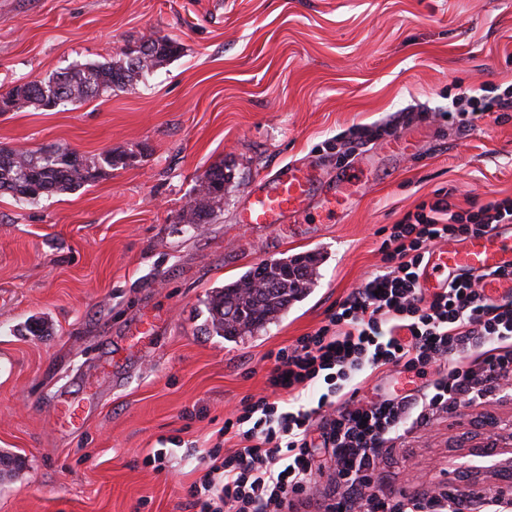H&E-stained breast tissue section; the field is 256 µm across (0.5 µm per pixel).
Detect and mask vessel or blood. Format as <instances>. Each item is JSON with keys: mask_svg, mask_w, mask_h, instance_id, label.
I'll return each mask as SVG.
<instances>
[{"mask_svg": "<svg viewBox=\"0 0 512 512\" xmlns=\"http://www.w3.org/2000/svg\"><path fill=\"white\" fill-rule=\"evenodd\" d=\"M314 189L306 167L290 164L274 174L262 176L247 195L245 221L277 224L301 214ZM512 262V225L499 224L489 233L464 247L433 252L424 270V287H445L449 279L464 272L490 271Z\"/></svg>", "mask_w": 512, "mask_h": 512, "instance_id": "b4317fda", "label": "vessel or blood"}]
</instances>
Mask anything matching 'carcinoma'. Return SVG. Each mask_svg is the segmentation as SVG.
Masks as SVG:
<instances>
[{"mask_svg":"<svg viewBox=\"0 0 512 512\" xmlns=\"http://www.w3.org/2000/svg\"><path fill=\"white\" fill-rule=\"evenodd\" d=\"M145 43L149 51L135 62L130 58L131 51L124 50L112 62L75 65L48 80L16 85L7 96L16 97L18 110L30 106L52 110L63 102L81 103L101 92L132 85L141 74L183 51L179 42L167 37H152ZM106 166L112 167L110 153L77 164L69 151L58 147L26 151L0 147V193L35 202L95 181ZM205 178L185 217L187 224L207 223L224 204V184L228 181L224 165L211 167ZM313 262L310 256L269 260L262 272L253 267L239 279L212 291L205 331L233 338L276 320L309 289Z\"/></svg>","mask_w":512,"mask_h":512,"instance_id":"1","label":"carcinoma"}]
</instances>
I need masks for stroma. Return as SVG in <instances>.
Masks as SVG:
<instances>
[{
	"label": "stroma",
	"instance_id": "obj_1",
	"mask_svg": "<svg viewBox=\"0 0 512 512\" xmlns=\"http://www.w3.org/2000/svg\"><path fill=\"white\" fill-rule=\"evenodd\" d=\"M150 36L182 55L76 105L0 112V147L121 159L34 203L0 194V454L19 462L0 512H186L225 418L267 395L271 352L380 270L383 229L441 191L464 210L512 197V109L470 129L441 117L512 84V0H0V88ZM395 138L403 155L328 209L340 170ZM299 161L321 183L304 217L243 223L256 181ZM215 164L221 212L183 223ZM308 254L314 284L278 320L201 333L215 288ZM34 321L46 335L25 333ZM376 481L512 493V395L409 430Z\"/></svg>",
	"mask_w": 512,
	"mask_h": 512
}]
</instances>
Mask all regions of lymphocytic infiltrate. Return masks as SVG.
Here are the masks:
<instances>
[{"mask_svg":"<svg viewBox=\"0 0 512 512\" xmlns=\"http://www.w3.org/2000/svg\"><path fill=\"white\" fill-rule=\"evenodd\" d=\"M511 107L512 85L491 97L454 99L444 117L465 127ZM511 223V197L463 213L445 191L392 225L379 247L382 270L337 302L314 332L275 353L266 378L270 396L242 400L225 419L221 434L237 446L209 450L187 508L300 512L322 446L335 471L324 512H512V497L494 488L422 498L372 489L386 443L458 403L479 406L512 392V296L486 291L488 279H512V269L466 272L431 293L421 286L434 243L467 241ZM389 371L422 384L402 395L360 399L368 378ZM313 386L315 403H303V390Z\"/></svg>","mask_w":512,"mask_h":512,"instance_id":"obj_1","label":"lymphocytic infiltrate"}]
</instances>
